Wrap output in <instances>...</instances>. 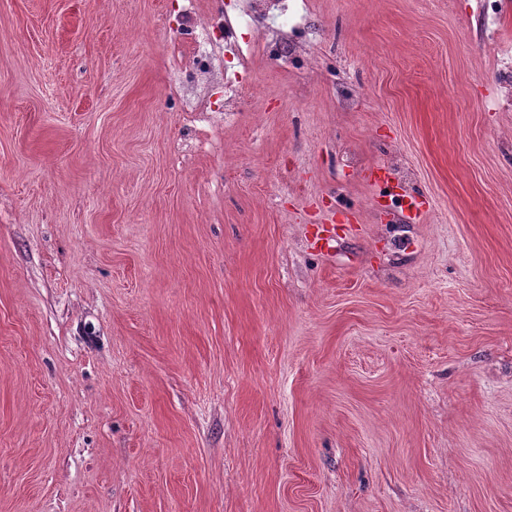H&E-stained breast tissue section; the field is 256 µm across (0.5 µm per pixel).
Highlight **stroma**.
Here are the masks:
<instances>
[{
  "instance_id": "35a3bbf8",
  "label": "stroma",
  "mask_w": 512,
  "mask_h": 512,
  "mask_svg": "<svg viewBox=\"0 0 512 512\" xmlns=\"http://www.w3.org/2000/svg\"><path fill=\"white\" fill-rule=\"evenodd\" d=\"M299 7L0 0V512H512V0ZM185 23L193 36L192 66L198 77L203 80L214 79L224 81L227 88L224 105L221 112H236L239 110L240 96L236 88L237 75L224 69L221 64L219 72L214 68V61L221 59L224 46L236 38L237 30L252 22L250 16H240L238 20L225 21L218 25L201 20L194 12L195 0H183ZM296 1L253 0L254 11L272 14L276 20V30L284 37L303 24V15L296 9ZM386 184L390 195L398 201V207L406 220H413L418 216L420 207L424 203L419 195L404 191L398 184H392L388 175L379 178ZM399 189L401 191H397Z\"/></svg>"
}]
</instances>
